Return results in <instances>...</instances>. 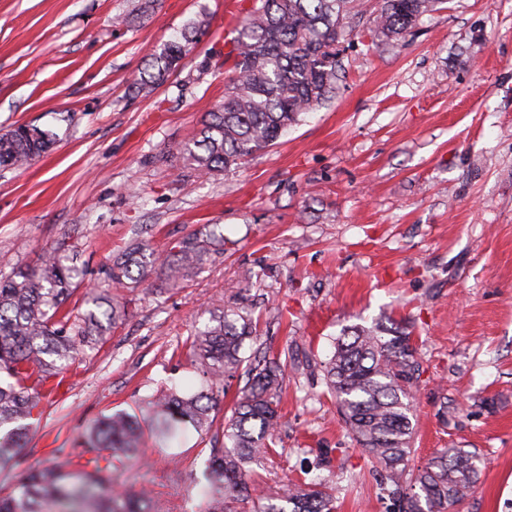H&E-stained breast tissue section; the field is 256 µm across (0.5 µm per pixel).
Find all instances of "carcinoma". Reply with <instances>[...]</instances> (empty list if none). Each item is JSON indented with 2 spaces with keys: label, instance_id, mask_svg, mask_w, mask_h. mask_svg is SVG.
Instances as JSON below:
<instances>
[{
  "label": "carcinoma",
  "instance_id": "1",
  "mask_svg": "<svg viewBox=\"0 0 512 512\" xmlns=\"http://www.w3.org/2000/svg\"><path fill=\"white\" fill-rule=\"evenodd\" d=\"M446 0H380L368 34L371 42L401 40L424 14ZM364 0H259L238 30L234 77L224 105L205 113L198 136L180 148L196 176L213 177L274 144L301 116L331 101L341 73L348 20L364 13ZM210 27L206 18L189 23L154 54L136 89L150 92L177 70ZM54 134L21 124L0 135V167L20 168L45 152ZM219 225L193 234L160 258L146 245L105 270L107 287L86 283L81 267L69 263L68 245L58 243L35 267L0 274V476L18 479L0 493V512H158L149 493L117 488L119 474L137 458L143 432L157 448H173L190 429L213 427L224 384L239 372L247 377L224 447L215 448L204 472L199 512H241L249 490V466L274 444L285 365L279 358L252 359L246 343L257 338L252 314L227 308L190 337L200 387L156 392L132 412L105 414L81 433V451L57 448L52 460L26 465L25 420L40 402L37 386L106 341L125 320L128 302L112 299V287L135 288L158 263L168 284L196 272L209 248L224 235ZM85 289L91 308L74 313L72 296ZM412 331L395 320L343 330L325 365V385L341 419L363 451L383 467L401 512H448L479 480L480 457L446 448L424 467H409L414 425L411 389L419 365ZM329 486L287 482L257 498L253 512H335Z\"/></svg>",
  "mask_w": 512,
  "mask_h": 512
}]
</instances>
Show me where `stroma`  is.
I'll return each mask as SVG.
<instances>
[{
  "instance_id": "stroma-1",
  "label": "stroma",
  "mask_w": 512,
  "mask_h": 512,
  "mask_svg": "<svg viewBox=\"0 0 512 512\" xmlns=\"http://www.w3.org/2000/svg\"><path fill=\"white\" fill-rule=\"evenodd\" d=\"M378 0H368L369 11ZM355 20L335 98L272 147L213 178L178 153L224 101L236 20L224 0H0V132H55L25 168L0 167V273L64 241L90 283L134 241L159 254L220 225L200 269L153 272L123 325L33 412L27 463L76 447L83 426L157 389L196 383L188 338L211 312L259 316L255 350L286 366L273 453L257 484L323 480L336 512H398L382 470L344 427L323 364L343 328L411 326L420 374L411 465L478 452L459 512H512V0H448L395 43ZM207 36L148 95L152 54L199 15ZM216 426L177 453L142 448L123 475L165 512H197Z\"/></svg>"
}]
</instances>
